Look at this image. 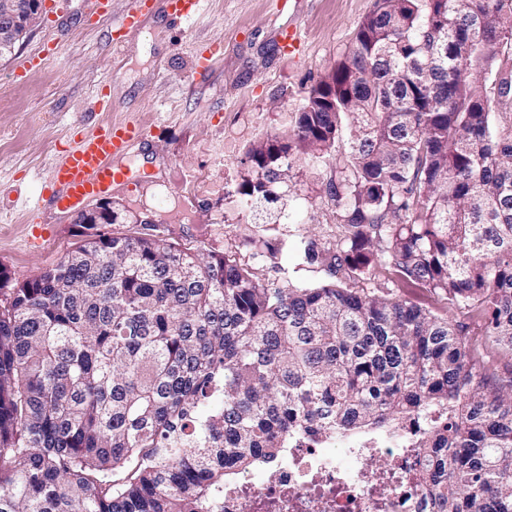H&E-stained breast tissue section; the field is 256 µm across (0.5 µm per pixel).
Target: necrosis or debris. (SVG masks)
Wrapping results in <instances>:
<instances>
[{
  "label": "necrosis or debris",
  "instance_id": "obj_1",
  "mask_svg": "<svg viewBox=\"0 0 512 512\" xmlns=\"http://www.w3.org/2000/svg\"><path fill=\"white\" fill-rule=\"evenodd\" d=\"M415 459L380 440L295 439L285 457L225 484L220 512H433Z\"/></svg>",
  "mask_w": 512,
  "mask_h": 512
}]
</instances>
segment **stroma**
<instances>
[{
  "instance_id": "stroma-1",
  "label": "stroma",
  "mask_w": 512,
  "mask_h": 512,
  "mask_svg": "<svg viewBox=\"0 0 512 512\" xmlns=\"http://www.w3.org/2000/svg\"><path fill=\"white\" fill-rule=\"evenodd\" d=\"M82 3L43 0L41 24L13 56L0 59V267L33 277L76 247L82 228L74 217L45 209L40 221L48 233L32 247L30 210L75 136L130 120L143 125L146 143L125 160L129 175L111 194L116 207L152 218L156 234L182 245L235 252L266 283L318 284L319 274L296 270L293 247L306 235L326 245L335 241L336 216L324 189L347 163L343 149L330 161L302 164L303 199L289 223L266 230L284 244L277 254L246 247L257 226L224 194L245 175L252 144L288 135L305 92L344 57L375 0H202L194 18L175 23L153 16L119 46L112 39L130 0H110L106 13L92 19ZM291 19L303 31L295 58L278 38ZM50 39L56 52L49 63L14 78L15 59ZM205 44L220 45L222 58L210 72L193 74L194 50ZM102 90L110 102L106 112L95 104ZM384 282L394 299L463 327L470 323L445 295L393 281L384 269L363 288L370 292Z\"/></svg>"
}]
</instances>
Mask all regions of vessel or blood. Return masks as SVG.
I'll return each instance as SVG.
<instances>
[{
    "instance_id": "obj_1",
    "label": "vessel or blood",
    "mask_w": 512,
    "mask_h": 512,
    "mask_svg": "<svg viewBox=\"0 0 512 512\" xmlns=\"http://www.w3.org/2000/svg\"><path fill=\"white\" fill-rule=\"evenodd\" d=\"M201 0H132L121 25L138 30L158 13L172 21H186L200 10ZM50 53L36 50L16 60L13 71L23 77L43 68ZM144 139L140 126L133 122L103 123L81 136L54 162L43 200L57 215L78 212L93 201L109 195L127 176L119 161Z\"/></svg>"
}]
</instances>
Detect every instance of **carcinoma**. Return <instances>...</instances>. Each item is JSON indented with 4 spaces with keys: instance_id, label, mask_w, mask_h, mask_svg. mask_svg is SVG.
I'll use <instances>...</instances> for the list:
<instances>
[{
    "instance_id": "1",
    "label": "carcinoma",
    "mask_w": 512,
    "mask_h": 512,
    "mask_svg": "<svg viewBox=\"0 0 512 512\" xmlns=\"http://www.w3.org/2000/svg\"><path fill=\"white\" fill-rule=\"evenodd\" d=\"M512 0H375L286 138L247 152L240 212L326 185L340 233L273 287L235 255L100 236L20 279L0 268V512H213L291 438L418 449L434 512H512V372L465 330L370 281L385 265L467 311L512 355ZM248 245L276 254L259 230Z\"/></svg>"
}]
</instances>
